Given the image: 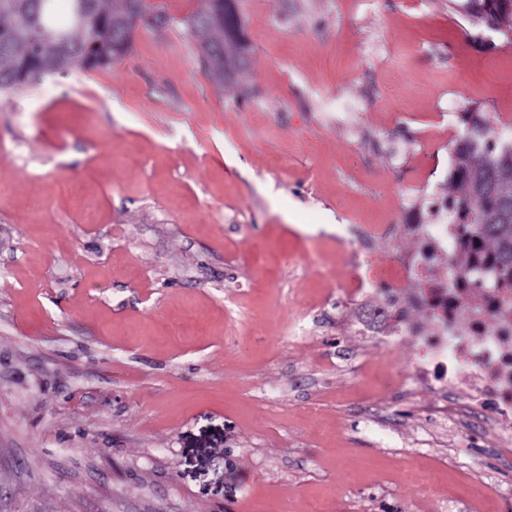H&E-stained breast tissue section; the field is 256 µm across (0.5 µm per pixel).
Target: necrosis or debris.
<instances>
[{"label": "necrosis or debris", "instance_id": "necrosis-or-debris-1", "mask_svg": "<svg viewBox=\"0 0 512 512\" xmlns=\"http://www.w3.org/2000/svg\"><path fill=\"white\" fill-rule=\"evenodd\" d=\"M431 209L430 224L347 226V239L358 240L365 250L400 234L418 242L414 252L397 255L390 269L372 272L355 289L380 287L388 295L371 321L381 325L384 347L414 343L409 381L441 389L455 384L471 417L489 428L512 414V289L495 286L490 258L456 237L442 200H434ZM435 268L441 275L433 279L429 273ZM476 279L481 287H473ZM404 293L411 305L429 312L435 333L400 316L397 306Z\"/></svg>", "mask_w": 512, "mask_h": 512}]
</instances>
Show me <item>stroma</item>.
<instances>
[{
    "label": "stroma",
    "instance_id": "35a3bbf8",
    "mask_svg": "<svg viewBox=\"0 0 512 512\" xmlns=\"http://www.w3.org/2000/svg\"><path fill=\"white\" fill-rule=\"evenodd\" d=\"M131 52L0 93V512H512V436L441 430L412 347L345 290L395 253L340 224L433 221L512 46L453 0H237L219 84L148 0Z\"/></svg>",
    "mask_w": 512,
    "mask_h": 512
}]
</instances>
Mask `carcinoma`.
<instances>
[{
	"label": "carcinoma",
	"mask_w": 512,
	"mask_h": 512,
	"mask_svg": "<svg viewBox=\"0 0 512 512\" xmlns=\"http://www.w3.org/2000/svg\"><path fill=\"white\" fill-rule=\"evenodd\" d=\"M66 0L67 21L57 20V0H0V92L32 86L71 69L103 68L127 54L132 40L123 27L129 0L107 10L104 0ZM463 9L478 25L498 23L512 35V0H467ZM40 25L52 34L39 52L31 50L28 33ZM204 34L202 61L217 83L246 67L249 42L236 0H209V10L190 19ZM469 136L454 147L448 185V212L458 224L459 238L492 252L496 283L512 286V221L501 218L512 202V150L491 140L486 118L467 112Z\"/></svg>",
	"instance_id": "obj_1"
}]
</instances>
